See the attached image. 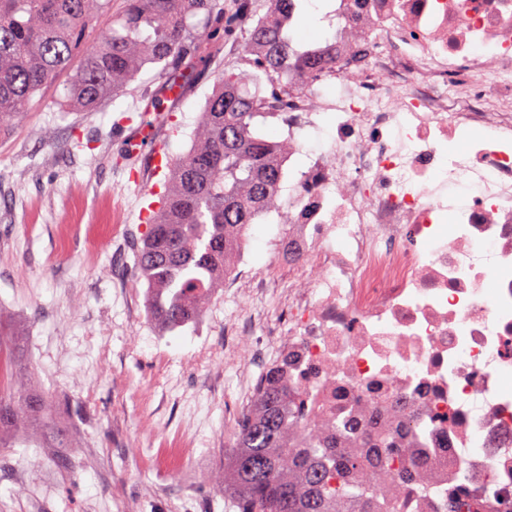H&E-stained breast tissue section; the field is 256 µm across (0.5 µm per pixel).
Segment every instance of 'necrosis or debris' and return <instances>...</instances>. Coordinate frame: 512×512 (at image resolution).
<instances>
[{"mask_svg":"<svg viewBox=\"0 0 512 512\" xmlns=\"http://www.w3.org/2000/svg\"><path fill=\"white\" fill-rule=\"evenodd\" d=\"M332 84L290 97L288 151L335 117L288 189L272 242L288 276L226 258L252 308L241 406L277 366L298 425L363 457L401 512H512V0H362L318 43ZM387 433L402 479L369 438Z\"/></svg>","mask_w":512,"mask_h":512,"instance_id":"obj_1","label":"necrosis or debris"}]
</instances>
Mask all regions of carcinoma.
Wrapping results in <instances>:
<instances>
[{
  "instance_id": "carcinoma-1",
  "label": "carcinoma",
  "mask_w": 512,
  "mask_h": 512,
  "mask_svg": "<svg viewBox=\"0 0 512 512\" xmlns=\"http://www.w3.org/2000/svg\"><path fill=\"white\" fill-rule=\"evenodd\" d=\"M111 0H0V128L20 123L36 93L63 73L68 103L90 109L122 91L153 64L166 90L182 95L208 71L215 50L252 20L239 59L224 72L197 119L191 148L157 196L156 215L146 218L137 269L148 285L152 319L169 331L196 323L198 302L213 299L222 284L213 256L226 254L246 227L278 205L283 168L277 145L263 137L258 119L275 116L273 100L307 88L308 79L330 65L295 39L299 0H124L110 17ZM108 32L95 45V27ZM293 67H288V60ZM163 91L148 98L146 116L174 123ZM41 397L22 376L0 386V448L17 445L70 447L50 414L32 424ZM293 425L280 371L268 370L250 412L235 427L226 487L239 512H397L380 502V490L352 483L357 460L326 468L331 446L284 447Z\"/></svg>"
}]
</instances>
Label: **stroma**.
<instances>
[{"mask_svg":"<svg viewBox=\"0 0 512 512\" xmlns=\"http://www.w3.org/2000/svg\"><path fill=\"white\" fill-rule=\"evenodd\" d=\"M160 76L145 67L117 96L87 112L67 106L66 80L36 94L22 123L0 131V332L21 337L30 385L69 428V452L43 449L40 465L21 448L0 450V512H25L11 479L26 470L30 488L52 482L47 512H236L214 483L233 441L237 391L225 377L224 327L250 306L208 301L200 320L169 332L150 317L135 262L141 207L157 181L147 150L126 156L131 137L152 132L170 155L185 153L215 79L202 78L174 103L178 132L139 124L145 90ZM266 214L250 225L253 265L287 275L269 240ZM102 225L87 258L88 225ZM195 414L196 455L172 472L154 453Z\"/></svg>","mask_w":512,"mask_h":512,"instance_id":"1","label":"stroma"}]
</instances>
